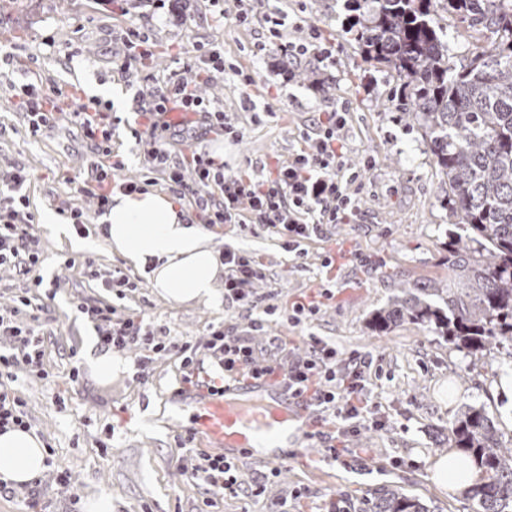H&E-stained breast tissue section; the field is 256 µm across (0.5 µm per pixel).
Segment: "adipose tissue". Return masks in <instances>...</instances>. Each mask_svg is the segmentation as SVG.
I'll list each match as a JSON object with an SVG mask.
<instances>
[{
    "label": "adipose tissue",
    "instance_id": "1",
    "mask_svg": "<svg viewBox=\"0 0 512 512\" xmlns=\"http://www.w3.org/2000/svg\"><path fill=\"white\" fill-rule=\"evenodd\" d=\"M99 222L110 251L135 268L150 267L153 288L177 303L220 305L222 267L210 235L193 223L192 213L172 194L147 190L116 193ZM41 441L29 432L0 433V480L15 486L45 470ZM480 478L476 467L456 452L439 457L432 479L451 492L466 490Z\"/></svg>",
    "mask_w": 512,
    "mask_h": 512
}]
</instances>
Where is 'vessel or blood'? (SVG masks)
<instances>
[{
	"mask_svg": "<svg viewBox=\"0 0 512 512\" xmlns=\"http://www.w3.org/2000/svg\"><path fill=\"white\" fill-rule=\"evenodd\" d=\"M265 395L262 411L242 403V391ZM194 401L201 410L196 422L205 439L224 457L247 453L269 465L281 463L289 449L302 447L315 429L310 412L289 399L284 388L271 381L228 385L220 398L200 391Z\"/></svg>",
	"mask_w": 512,
	"mask_h": 512,
	"instance_id": "obj_1",
	"label": "vessel or blood"
}]
</instances>
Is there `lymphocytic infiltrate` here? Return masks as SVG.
<instances>
[{"mask_svg": "<svg viewBox=\"0 0 512 512\" xmlns=\"http://www.w3.org/2000/svg\"><path fill=\"white\" fill-rule=\"evenodd\" d=\"M193 67L196 81L180 78L157 87L149 99L139 100L144 124L133 129L132 135L145 146L154 169L165 174L170 188L193 198L199 223L208 228L231 224L242 232L253 224L265 225L281 238L283 249L300 260L306 254L305 243L323 237L327 225L350 224L360 218L356 188L362 182V171L346 158L344 112L334 109L318 113L311 128L302 131L301 146L288 161L271 169L262 166L249 173L228 172L200 148L212 135L235 141L244 137L242 126L226 121L222 110L208 109L199 94L198 81L209 82L224 73L219 44H197ZM64 96L60 90L55 97H46L28 84L17 86L14 93L15 106L28 117L31 134L48 133L69 122L101 152L104 164L80 181L78 192L95 199L99 209H106L114 191L132 193L139 185L119 176L125 164L112 153L111 113L93 99H74L73 109H64L59 104ZM175 110L184 112L182 121L170 119V112ZM176 141L191 143L190 154L173 158L172 144ZM26 180L21 170L0 176V267H14L38 287L43 279L37 273V242L27 231L34 217L26 209ZM220 261L225 302L249 304L259 316L250 330L236 333L213 327L203 347L183 344L184 383L203 384L209 395H223L224 389L216 381L200 382L197 370L202 353L217 361L226 379L239 383L273 380L322 420L323 429L313 435L320 456L349 467L353 454L348 436L385 426L379 405L369 397V385L379 374V365L361 353L338 358L335 347L317 336L304 338V355L282 364L281 356L292 339L263 335L266 318L277 317L297 327L319 312L320 300L303 299L279 308L253 291L254 280L262 276L254 257L228 247ZM82 311L95 322L104 347L122 352L132 343L149 346L155 341L153 331L144 329L141 321L118 313L114 306L86 305ZM0 338L8 339L15 348L14 354H0V379L20 362L36 376H44V352L35 327L21 328L10 317L0 315ZM192 473L217 493H234L240 486L235 463L219 454L196 453Z\"/></svg>", "mask_w": 512, "mask_h": 512, "instance_id": "lymphocytic-infiltrate-1", "label": "lymphocytic infiltrate"}]
</instances>
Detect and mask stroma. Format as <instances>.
<instances>
[{
  "instance_id": "stroma-1",
  "label": "stroma",
  "mask_w": 512,
  "mask_h": 512,
  "mask_svg": "<svg viewBox=\"0 0 512 512\" xmlns=\"http://www.w3.org/2000/svg\"><path fill=\"white\" fill-rule=\"evenodd\" d=\"M172 14L162 0H145L127 11L124 0H10L0 8V48L11 52L0 67V172L21 168L28 175L27 195L37 221L30 231L40 241L42 287L13 268H0V309H11L19 297L32 301L22 309L19 323L35 325L43 341L45 378L25 366L14 368L10 386L23 402L30 429L41 440L49 466L39 486L29 484L0 495V512H20L31 493H38L50 512H85L88 500L111 495L112 512H199L214 498L213 512H269L273 500L305 488L311 504L336 496L353 512H365L376 490L389 487L420 500L429 512H471L472 504L432 481V460L446 453L448 429L466 404H481L494 413L505 436H512V367L494 358L465 371L463 352L445 337L408 321L388 332L375 331L370 318L388 305L404 284L447 282L448 213L439 202L448 179L431 160L421 128L409 123L392 95L394 72L365 59L352 22L362 12L347 0H256L252 20L236 22L237 6L228 0L226 18H218L209 0H179ZM277 10L285 16V31L269 52H254L267 42L261 16ZM448 34V54L465 63L484 34L467 30L459 17L442 15ZM150 38L151 57L129 76L113 67V55L131 26ZM316 30L317 44L331 48L333 62L320 69L329 93L313 86L308 71L288 78V44H298ZM214 41L237 73H224L201 84L207 102L224 108L228 117L246 128L241 141L218 139L229 171L248 170L270 161H287L300 146L299 134L313 115L339 106L347 108L344 136L350 163L371 160L358 189L361 219L336 224L323 238L306 245L307 256L293 263L276 235L266 226L252 225L246 233L236 227H216L225 244L256 256L263 277L257 296L286 308L300 297L331 289L333 296L312 320L293 328L280 321L264 326L267 336L313 334L335 346L339 357L360 351L378 359L383 375L371 399L388 417L386 430H364L351 441L357 450L354 468L322 461L314 445L281 463V473L255 485L265 464L239 455L235 464L241 489L215 495L192 478L194 459L180 445L192 432L189 418L196 406L175 395L183 373L182 357L165 350L140 367V345L123 354L126 371L109 380L95 377L82 357L85 338L95 326L82 305L112 304L163 330L165 342L202 345L210 325L245 330L256 319L244 304L208 307L177 303L158 293L147 272L128 266L101 242L93 224H73L69 238L58 239L42 220L61 199L74 196L77 183L101 155L73 125L42 137L32 136L27 120L14 106L12 84L28 83L40 94L61 87L88 98L92 84L109 86L124 102L148 94L182 73L196 43ZM252 76L249 92L257 119L240 110L239 73ZM112 146L125 161L123 177L152 180L155 190L167 191L161 173L152 171L141 147L131 136L136 112H114ZM85 242L84 250L70 246ZM333 258L325 267V258ZM130 278L128 288L115 294L105 288L114 269ZM67 474L69 486L58 482Z\"/></svg>"
}]
</instances>
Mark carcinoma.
Wrapping results in <instances>:
<instances>
[{"mask_svg": "<svg viewBox=\"0 0 512 512\" xmlns=\"http://www.w3.org/2000/svg\"><path fill=\"white\" fill-rule=\"evenodd\" d=\"M368 8L355 40L368 60L395 72L405 114L423 129L435 164L448 178L439 200L450 223L453 283L398 289L373 313L380 332L411 321L467 351L468 368L497 353L512 364V0H350ZM490 33L466 64L448 55L440 12ZM481 473L465 491L476 512H512V439L496 416L467 404L448 431ZM369 512H427L394 489L374 494Z\"/></svg>", "mask_w": 512, "mask_h": 512, "instance_id": "carcinoma-1", "label": "carcinoma"}]
</instances>
